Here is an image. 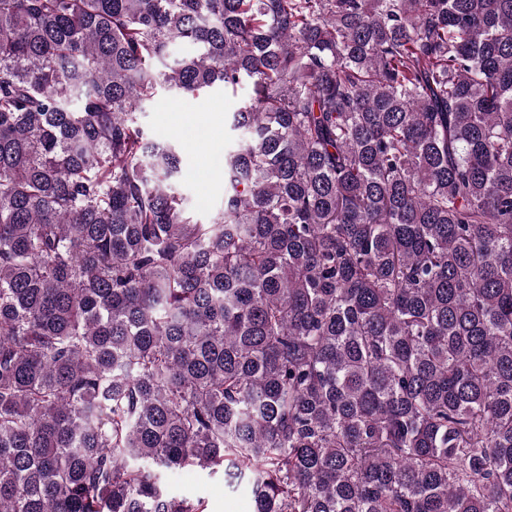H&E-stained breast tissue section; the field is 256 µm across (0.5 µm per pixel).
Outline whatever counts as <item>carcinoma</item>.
<instances>
[{"instance_id":"1","label":"carcinoma","mask_w":512,"mask_h":512,"mask_svg":"<svg viewBox=\"0 0 512 512\" xmlns=\"http://www.w3.org/2000/svg\"><path fill=\"white\" fill-rule=\"evenodd\" d=\"M217 85L199 222L137 114ZM187 467L512 512V0H0V512H203Z\"/></svg>"}]
</instances>
